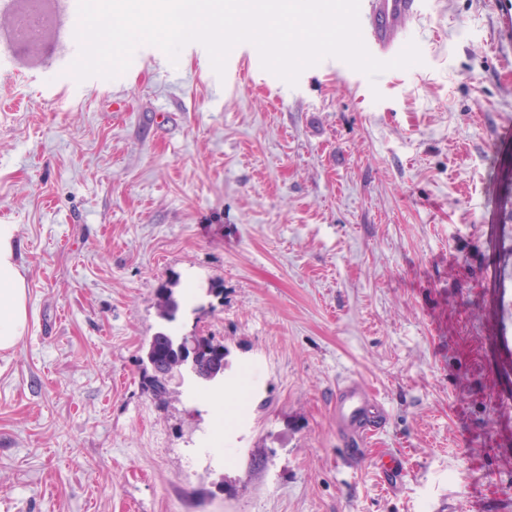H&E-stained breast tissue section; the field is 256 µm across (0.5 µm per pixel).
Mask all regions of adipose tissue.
I'll return each mask as SVG.
<instances>
[{
  "instance_id": "adipose-tissue-1",
  "label": "adipose tissue",
  "mask_w": 512,
  "mask_h": 512,
  "mask_svg": "<svg viewBox=\"0 0 512 512\" xmlns=\"http://www.w3.org/2000/svg\"><path fill=\"white\" fill-rule=\"evenodd\" d=\"M28 324L27 286L18 261L16 227L0 224V351L13 348Z\"/></svg>"
}]
</instances>
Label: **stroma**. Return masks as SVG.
<instances>
[{"instance_id": "obj_1", "label": "stroma", "mask_w": 512, "mask_h": 512, "mask_svg": "<svg viewBox=\"0 0 512 512\" xmlns=\"http://www.w3.org/2000/svg\"><path fill=\"white\" fill-rule=\"evenodd\" d=\"M490 2L425 0L422 64L373 81L328 57L292 86L249 43L221 76L199 43L174 63L143 44L82 82L70 46L0 52V224L30 315L0 353V512H512V64ZM165 330L228 348L223 405L189 377L147 391ZM349 377L387 409L355 450L330 408ZM382 451L405 460L391 490Z\"/></svg>"}]
</instances>
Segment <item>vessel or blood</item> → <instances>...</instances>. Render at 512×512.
<instances>
[{"label":"vessel or blood","instance_id":"obj_1","mask_svg":"<svg viewBox=\"0 0 512 512\" xmlns=\"http://www.w3.org/2000/svg\"><path fill=\"white\" fill-rule=\"evenodd\" d=\"M423 0H360L363 41L376 59L396 57L405 47L409 23L421 15ZM501 42H512V0H494ZM336 432L345 441L358 442L379 429L384 405L368 394L359 381L341 382L332 401Z\"/></svg>","mask_w":512,"mask_h":512}]
</instances>
